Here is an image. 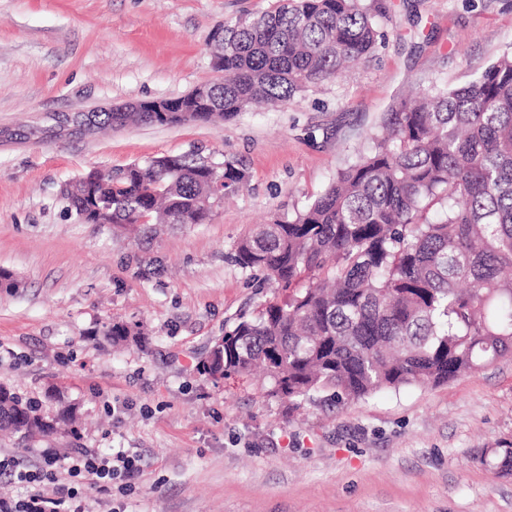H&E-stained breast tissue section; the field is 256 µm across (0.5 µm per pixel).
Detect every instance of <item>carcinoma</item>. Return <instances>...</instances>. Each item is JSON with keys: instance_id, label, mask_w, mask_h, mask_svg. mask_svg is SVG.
I'll return each instance as SVG.
<instances>
[{"instance_id": "carcinoma-1", "label": "carcinoma", "mask_w": 512, "mask_h": 512, "mask_svg": "<svg viewBox=\"0 0 512 512\" xmlns=\"http://www.w3.org/2000/svg\"><path fill=\"white\" fill-rule=\"evenodd\" d=\"M383 37L361 0H277L224 26L216 50L224 84L197 115L227 119L252 104L275 107L336 77ZM171 124L160 112H100L96 126ZM385 136L336 175L295 218L261 224L235 261L282 294L224 333V365L208 375L262 367L270 393L298 407L318 395L339 403L381 389L437 385L512 354V50L459 86L433 85L384 113ZM224 194L245 172L215 163ZM211 171L194 153L95 171L73 185L68 208L92 222L203 224ZM442 211L444 218L430 214ZM105 336L136 342L137 325ZM75 421L49 418L35 401L0 386V430L32 441ZM498 475L512 474V444L493 448Z\"/></svg>"}]
</instances>
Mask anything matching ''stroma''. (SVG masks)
<instances>
[{"label": "stroma", "instance_id": "35a3bbf8", "mask_svg": "<svg viewBox=\"0 0 512 512\" xmlns=\"http://www.w3.org/2000/svg\"><path fill=\"white\" fill-rule=\"evenodd\" d=\"M387 35L340 76L219 123L82 132L66 116L216 81L224 24L274 0H0V384L78 407L77 434L0 438L35 464L124 448L132 480L87 482V512H512V355L439 386L302 407L268 379L200 370L226 328L275 293L234 260L257 224L295 216L369 151L389 107L472 80L512 46V0H363ZM190 151L237 162V195L203 224H84L60 189L92 169ZM139 324L115 347L106 324Z\"/></svg>", "mask_w": 512, "mask_h": 512}]
</instances>
